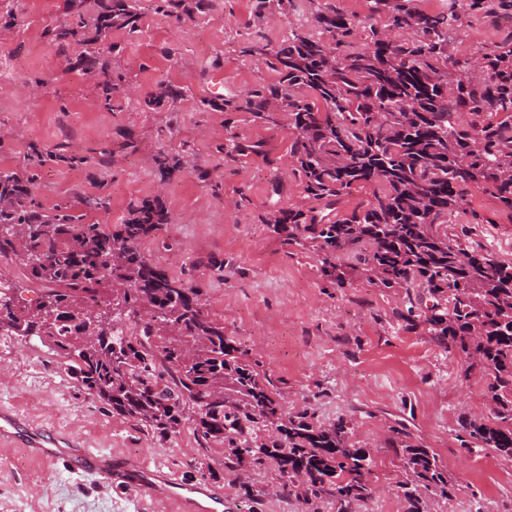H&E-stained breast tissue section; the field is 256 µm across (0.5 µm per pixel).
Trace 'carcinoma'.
Returning a JSON list of instances; mask_svg holds the SVG:
<instances>
[{
  "label": "carcinoma",
  "mask_w": 512,
  "mask_h": 512,
  "mask_svg": "<svg viewBox=\"0 0 512 512\" xmlns=\"http://www.w3.org/2000/svg\"><path fill=\"white\" fill-rule=\"evenodd\" d=\"M158 9L198 22L212 0H158ZM386 24H354L328 5L316 6L278 48L253 38L243 56L265 59L280 76L221 101L200 100L202 112H249L282 119L298 134L291 146L304 192L321 209L278 208L266 223L284 241L315 250L322 275L342 286L365 276L380 288L424 285L402 318L419 321L432 342L458 352L468 369L493 376L495 421L461 420L478 448L512 457V263L448 236V223L467 189L485 185L512 212V27L470 58L448 53L470 19L512 24V0H451L448 11L419 12L410 0H375ZM68 20L46 29L60 51L82 48L74 66L93 80L103 107L133 88L114 76L103 48L112 30L139 31L141 0H66ZM184 90L165 85L144 99L169 111ZM496 112V123L465 116ZM53 155L30 146L22 167L0 169V258L20 265L41 291L26 303L11 285L0 288V331L35 337L112 414L139 422L166 439L189 424L204 450L224 448V469L246 474L271 463L280 495L308 512H355L372 494L371 449L352 440V419L321 422L284 410L273 382L211 318L200 292L142 249L167 223L161 195L132 201L107 232L80 224L70 206L42 209L31 167ZM153 163L163 181L184 169L177 151ZM372 190L362 209L334 210L355 187ZM352 256L357 264L340 260ZM403 460L400 491L407 512H438L455 484L432 451L403 430L387 441Z\"/></svg>",
  "instance_id": "carcinoma-1"
}]
</instances>
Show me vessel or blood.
Here are the masks:
<instances>
[{
    "label": "vessel or blood",
    "mask_w": 512,
    "mask_h": 512,
    "mask_svg": "<svg viewBox=\"0 0 512 512\" xmlns=\"http://www.w3.org/2000/svg\"><path fill=\"white\" fill-rule=\"evenodd\" d=\"M0 439L40 449L51 459L67 458L75 471L116 482L126 490L148 495L158 501L175 503L179 512H226L224 496L204 484H187L160 474L147 464L90 452L74 440L47 434L26 424L18 415L0 412Z\"/></svg>",
    "instance_id": "b4317fda"
}]
</instances>
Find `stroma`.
I'll return each mask as SVG.
<instances>
[{"instance_id": "obj_1", "label": "stroma", "mask_w": 512, "mask_h": 512, "mask_svg": "<svg viewBox=\"0 0 512 512\" xmlns=\"http://www.w3.org/2000/svg\"><path fill=\"white\" fill-rule=\"evenodd\" d=\"M137 34L113 31L114 74L141 96L161 85L185 88L167 112H150L125 98L100 108L94 82L67 70L66 56L44 29L63 23V0H17L14 14L0 10V168L23 164L30 145L51 153L37 167L33 191L45 210L68 202L85 223L104 229L122 223L130 201L161 194L168 213L145 244L151 257L200 288L212 318L257 361L289 411L317 420L350 416L353 439L371 448L374 492L356 512H405L398 488L402 462L385 440L406 428L431 448L456 486L445 512H512V458L466 445L463 417L493 420L489 373L467 371L464 359L433 343L403 320L421 285L382 289L358 277L329 283L314 250L286 244L265 223L273 206L312 207L290 152L297 131L247 112H203L201 98L277 82L263 61L240 55L246 34L280 43L291 27L309 24V0L255 17L251 0H215L204 21L173 28L142 0ZM224 66L208 70L216 51ZM49 85L33 95L27 86ZM136 148L123 149L126 137ZM263 141L261 154H238L228 138ZM182 150L180 177L161 181L150 163L159 144ZM87 164L73 166L69 156ZM107 163H100V156ZM102 195L106 209L85 212L81 199ZM466 212L448 226L450 237L512 262V214L483 186L468 190ZM479 214L481 223L471 221ZM0 409L34 426L69 436L83 447L144 462L182 482L223 491L236 512H305L292 497L271 493L272 468L254 470L259 500L243 496L224 471L222 450L201 451L190 428L162 439L145 426L113 416L72 378L63 360L38 340L0 331ZM0 512H178L121 485L71 470L36 449L0 444Z\"/></svg>"}]
</instances>
